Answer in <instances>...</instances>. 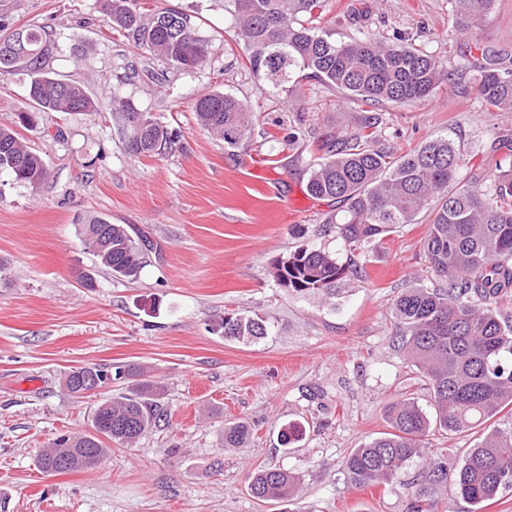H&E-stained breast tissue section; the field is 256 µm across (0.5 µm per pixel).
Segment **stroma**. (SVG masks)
Here are the masks:
<instances>
[{
	"label": "stroma",
	"instance_id": "obj_1",
	"mask_svg": "<svg viewBox=\"0 0 512 512\" xmlns=\"http://www.w3.org/2000/svg\"><path fill=\"white\" fill-rule=\"evenodd\" d=\"M332 0L323 27L346 39L404 35L455 73L428 98L359 105L313 81L287 93L261 89L231 41L224 0H138L141 12L176 8L208 40L205 66L181 71L150 60L113 29L103 0H0V36L43 27L54 47L45 69L80 84L87 112H41L21 136L50 172L39 188L0 174V512H407L410 463L389 487L359 489L343 461L386 431L389 408L406 398L429 408V392L404 360L392 304L412 282H428L426 217L355 250L329 224L328 202L306 192L307 169L326 135L356 132L377 118L394 153L445 135L462 157L512 136V109L486 107L463 55L478 45L512 68V0H495L465 38L452 37L454 0ZM30 77L0 74V125L27 107ZM246 103L252 134L238 147L202 130L199 94ZM129 100L174 132L162 155L134 157L122 145L113 98ZM63 137H56V130ZM266 172L276 195L254 198L250 173ZM101 217L148 232L157 247L136 280L114 277L83 245L80 224ZM335 253L348 265L333 298L278 287L277 257L299 246ZM90 273L82 287L78 272ZM258 314L271 325L251 343L213 328L225 313ZM133 364L162 386L168 422L137 447H113L89 470L52 476L36 456L63 433L91 426L98 395L62 388L79 367ZM251 427L246 447L224 445L226 423ZM297 423L299 442L278 431ZM280 468L299 478L290 502L264 504L251 474Z\"/></svg>",
	"mask_w": 512,
	"mask_h": 512
}]
</instances>
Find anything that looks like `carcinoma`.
<instances>
[{"instance_id": "1", "label": "carcinoma", "mask_w": 512, "mask_h": 512, "mask_svg": "<svg viewBox=\"0 0 512 512\" xmlns=\"http://www.w3.org/2000/svg\"><path fill=\"white\" fill-rule=\"evenodd\" d=\"M493 0H455L458 33L485 15ZM330 0H224L232 18L235 44L258 78L279 88L297 76L321 82L361 104L386 101L405 104L425 99L453 73L412 43L382 41L364 34L336 40L319 26ZM113 26L132 35L153 59L178 70L205 65L208 43L190 18L177 9L146 16L134 0H108ZM43 29H17L0 38V71L23 66L32 74L28 89L31 110L17 114L18 124L34 125L35 113L85 112L93 100L74 83L44 72L50 54ZM479 97L490 107L512 109V70L481 54ZM121 121L125 149L132 156L159 155L171 148L172 134L130 102L112 99ZM198 125L234 148L247 138L252 119L247 106L229 93L208 92L195 104ZM374 124L349 138L330 137L319 145L321 156L309 167L307 191L319 200L344 206L331 223L351 246L360 248L386 236L400 224H413L428 213L423 251L427 268L439 285H412L398 296L393 318L401 350L428 383L432 414L404 399L388 414V430L352 449L344 471L352 485L390 486L406 462L421 460L411 486L409 512H438L434 487L450 484L452 498L471 512H485L504 489L512 488V429H491L467 449L461 463L426 458L425 437L431 429L450 436L486 425L512 406V139H501L492 151L491 183L483 176L487 155L464 161L446 136H433L420 147L395 156L374 146ZM469 165L470 179L459 178ZM0 173L33 188L48 178L41 155L11 127L0 125ZM79 235L100 263L117 278L133 280L144 268L152 245L143 232L125 224L94 218ZM283 273L278 284L292 292L321 291L336 295V284L349 268L336 255L300 247L275 260ZM226 339L254 341L268 335L259 316L227 313L213 328ZM131 379L127 393L101 401L92 417L93 432L62 435L38 456L44 473L91 468L108 453L107 443L132 448L150 428L168 416L159 401L161 386L134 365L84 367L69 372L63 385L83 397L108 381ZM250 429L243 423L224 427V445L243 448ZM297 478L277 468L255 471L251 495L260 502H286Z\"/></svg>"}]
</instances>
